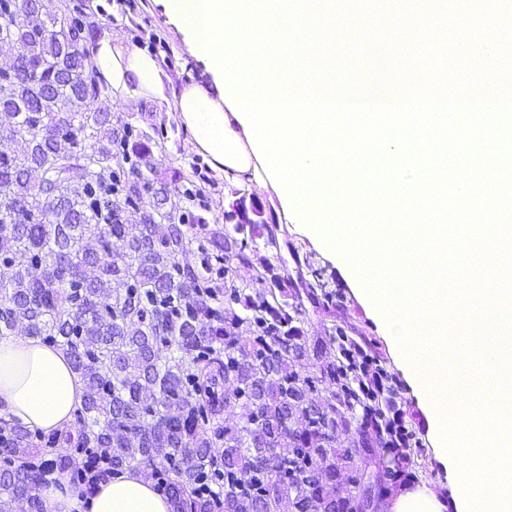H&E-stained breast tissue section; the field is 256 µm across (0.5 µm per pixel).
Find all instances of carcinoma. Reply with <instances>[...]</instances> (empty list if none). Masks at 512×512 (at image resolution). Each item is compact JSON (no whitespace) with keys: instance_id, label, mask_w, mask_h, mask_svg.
<instances>
[{"instance_id":"cac0c4a2","label":"carcinoma","mask_w":512,"mask_h":512,"mask_svg":"<svg viewBox=\"0 0 512 512\" xmlns=\"http://www.w3.org/2000/svg\"><path fill=\"white\" fill-rule=\"evenodd\" d=\"M23 2L0 0V41L21 59L0 65V338L22 325L85 384L51 464L76 446L110 449L114 470L165 466L172 512H212L204 475L224 512H362L416 477L421 428L376 338L305 336L310 315L345 314L342 294L308 259L312 280L288 292L272 263L253 274L262 290L247 287V250L259 237L280 249L276 226L208 230L201 170L159 174L143 128L88 108L107 88L82 64L102 6L39 0L33 19ZM4 427L0 512H43L33 436Z\"/></svg>"}]
</instances>
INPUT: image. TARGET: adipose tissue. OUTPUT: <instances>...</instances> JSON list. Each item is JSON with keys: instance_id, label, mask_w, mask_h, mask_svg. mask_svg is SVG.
Segmentation results:
<instances>
[{"instance_id": "adipose-tissue-1", "label": "adipose tissue", "mask_w": 512, "mask_h": 512, "mask_svg": "<svg viewBox=\"0 0 512 512\" xmlns=\"http://www.w3.org/2000/svg\"><path fill=\"white\" fill-rule=\"evenodd\" d=\"M92 65L117 98L172 99L193 151L205 156L227 182L248 179L259 188L268 187L243 125L221 100L215 83L190 81L167 89L155 56L110 37L97 42ZM85 394L83 380L62 349L23 335L0 339V417L33 430L58 432L73 423ZM43 501L45 512H171L169 501L131 471L113 475L84 499L67 483L50 486ZM386 512H447V503L426 485L406 484L388 501Z\"/></svg>"}]
</instances>
